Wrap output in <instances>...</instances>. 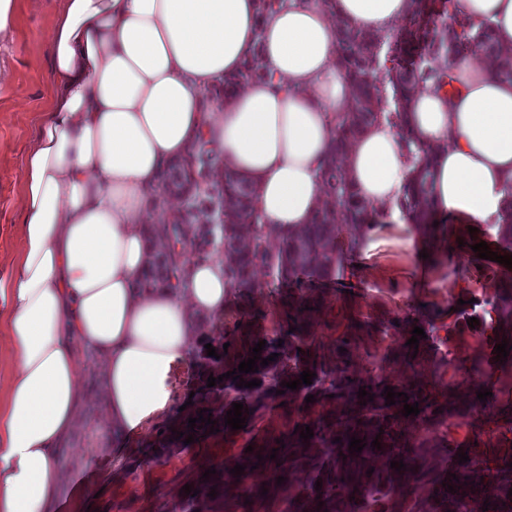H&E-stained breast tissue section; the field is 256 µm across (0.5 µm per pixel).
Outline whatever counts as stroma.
I'll use <instances>...</instances> for the list:
<instances>
[{"mask_svg":"<svg viewBox=\"0 0 512 512\" xmlns=\"http://www.w3.org/2000/svg\"><path fill=\"white\" fill-rule=\"evenodd\" d=\"M60 0H20L18 27L0 40V277L21 245L18 208L22 165L32 142L49 86L47 36ZM373 256L344 254L342 264L324 279L279 283L257 270L256 287L231 289L221 314L207 317L201 329L227 343L225 362L255 338H283L303 325L311 353L325 372L344 371L356 382H375L419 397L437 398L448 417L432 411L402 416L398 430L418 457L420 469L383 500V512H420L435 499L439 477L459 466V453L481 455L494 465L512 454V358L500 359L501 334L487 315L499 296L512 293V273L500 263L472 257L465 270L475 300L459 304L448 285L433 280L424 289L411 283L415 266L401 249L399 233L374 229ZM402 268L385 286L360 275L349 278L350 264ZM452 306L450 320L436 321L435 307ZM425 336L418 347L408 344L414 328ZM383 372H376L377 361ZM488 391L480 401L479 391ZM104 378L92 360L82 363L78 423L62 447L66 461L59 490L48 512H172L186 500L185 485L206 467L233 469L247 447L268 448L297 426L314 420L334 421L339 404L333 398L307 402L304 394H287L270 402L244 429L221 432L161 453L164 432L178 423L177 413L159 419L126 442L120 456L101 453L96 429L102 418ZM86 489L80 499L73 485Z\"/></svg>","mask_w":512,"mask_h":512,"instance_id":"stroma-1","label":"stroma"}]
</instances>
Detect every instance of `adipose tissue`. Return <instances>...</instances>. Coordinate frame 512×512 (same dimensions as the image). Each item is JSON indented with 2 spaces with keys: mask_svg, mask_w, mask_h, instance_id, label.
Masks as SVG:
<instances>
[{
  "mask_svg": "<svg viewBox=\"0 0 512 512\" xmlns=\"http://www.w3.org/2000/svg\"><path fill=\"white\" fill-rule=\"evenodd\" d=\"M408 10L409 0H282L262 20L255 0H61L47 37L48 98L23 160L22 247L0 278L11 357L0 512H46L58 490L80 351L100 359L106 378L102 436L124 442L171 412L173 373L193 362L196 316L224 310V257L188 262L177 288L137 285L163 169L207 140L222 168L256 182L261 223L299 233L317 211L318 175L351 108L336 26L384 35ZM455 10L490 21L512 55V0H455ZM256 56L268 78L203 99ZM408 116L436 160L433 209L447 228L424 233L401 208L412 164L387 120L351 141L348 181L369 204V223L403 234L418 284L444 277L457 294L465 254L447 268L433 257L459 225L502 221L512 194V83L471 55L445 86L414 88Z\"/></svg>",
  "mask_w": 512,
  "mask_h": 512,
  "instance_id": "adipose-tissue-1",
  "label": "adipose tissue"
}]
</instances>
